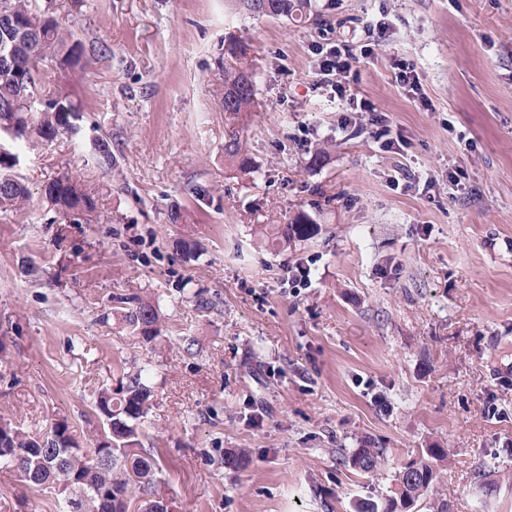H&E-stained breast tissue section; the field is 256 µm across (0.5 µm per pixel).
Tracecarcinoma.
Wrapping results in <instances>:
<instances>
[{"label": "carcinoma", "mask_w": 512, "mask_h": 512, "mask_svg": "<svg viewBox=\"0 0 512 512\" xmlns=\"http://www.w3.org/2000/svg\"><path fill=\"white\" fill-rule=\"evenodd\" d=\"M39 0H0V12L16 18L19 28L0 29V41L16 43L12 64H0V211L23 206L30 199L28 188L14 178L19 163L18 146L31 149L51 143L62 134L76 133L80 120L77 104L63 93L59 84L46 81L44 71L60 74L84 68L96 48L73 34L65 33L54 12L38 8ZM309 0H267L266 10L252 11L273 18L301 17ZM32 70L31 86L20 90L15 71ZM257 98V87L244 73L224 67V112L231 116L250 111ZM93 158L104 170L112 168L110 142L102 138L94 145ZM44 196L51 209L65 220L79 215L92 223L98 199L86 193L69 175L60 174L46 184ZM312 225L298 217L281 230L282 241L306 239ZM115 312L147 342L159 336L154 306L137 295L114 298ZM152 390L142 371L127 372L116 391L98 393L96 410L103 425L93 446L84 448L66 420L52 424L44 435L29 434L8 423H0V462L17 470L35 487L52 488L68 504L74 495L85 499L86 512H124L125 501L146 499L154 493L157 466L144 448L140 425L146 418ZM112 442V461L102 463L103 444ZM448 456L446 448H423L396 474L392 494L381 506L371 505L365 512H450L448 497L439 492L437 463ZM381 448H358L348 463L372 474L384 464ZM112 498V509L98 506L99 496Z\"/></svg>", "instance_id": "obj_1"}]
</instances>
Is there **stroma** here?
<instances>
[{
  "label": "stroma",
  "instance_id": "stroma-1",
  "mask_svg": "<svg viewBox=\"0 0 512 512\" xmlns=\"http://www.w3.org/2000/svg\"><path fill=\"white\" fill-rule=\"evenodd\" d=\"M54 7L100 52L60 80L80 134L22 153L32 199L0 211V422L64 419L91 445L98 392L145 369L142 442L175 512H359L432 446L450 512H512V0H311L298 20L230 0ZM322 32L373 43L351 90L406 148L343 125L315 85ZM228 64L258 89L235 119ZM64 172L99 197L92 223L54 222L42 187ZM299 215L314 234L273 243ZM297 262L309 286L286 285ZM116 295L152 302L155 341L113 315ZM358 448L384 465L354 469ZM62 508L0 469V512ZM384 450L381 448H358L348 458V463L366 474H372L384 464Z\"/></svg>",
  "mask_w": 512,
  "mask_h": 512
}]
</instances>
